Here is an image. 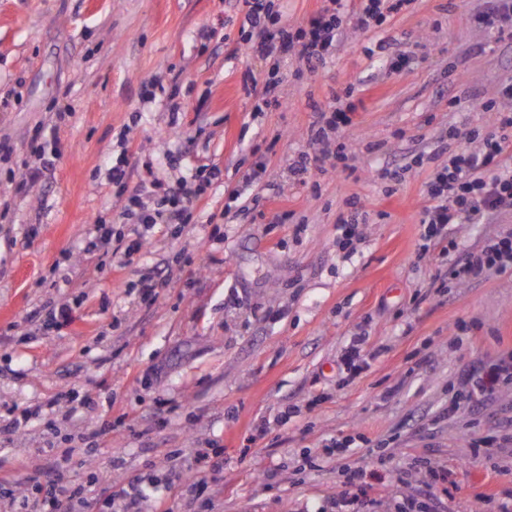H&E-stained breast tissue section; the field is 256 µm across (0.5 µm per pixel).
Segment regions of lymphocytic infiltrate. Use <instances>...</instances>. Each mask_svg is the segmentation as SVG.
Masks as SVG:
<instances>
[{"label":"lymphocytic infiltrate","mask_w":512,"mask_h":512,"mask_svg":"<svg viewBox=\"0 0 512 512\" xmlns=\"http://www.w3.org/2000/svg\"><path fill=\"white\" fill-rule=\"evenodd\" d=\"M241 40L245 50L272 67L263 87L248 86L247 96H275L281 83L279 63L295 54L309 70H317L336 53L338 39L346 26L378 36L377 48H385L381 34L392 17L409 8L414 0H359L348 7L347 0H323L320 9L305 23L293 27L277 0H241ZM349 108L319 110L312 125V144L320 146L328 159L344 158L343 146H332L333 135L345 134L353 125ZM430 201L421 222L427 239L444 242L448 227L477 217L512 211V109L499 111L495 132L482 136L478 149L461 148L449 155L446 164L436 166L426 184ZM193 202L184 185L170 186L154 195L140 185L123 210L127 219H137L145 229L159 224H186L192 218ZM512 268V230L488 238L462 262L452 266L453 276L465 281ZM24 512H85L80 491L64 485H49L43 497L23 500Z\"/></svg>","instance_id":"f902f5d3"}]
</instances>
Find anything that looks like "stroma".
<instances>
[{
	"label": "stroma",
	"mask_w": 512,
	"mask_h": 512,
	"mask_svg": "<svg viewBox=\"0 0 512 512\" xmlns=\"http://www.w3.org/2000/svg\"><path fill=\"white\" fill-rule=\"evenodd\" d=\"M476 6L415 0L390 22L395 50L370 57L369 35L346 28L317 71L289 57L277 103L258 112L243 80L264 83L268 68L238 47L237 0H0V421L58 400L49 422L0 432V477L14 479L0 512L52 475L85 489L87 512L134 478L179 512L512 506V383L465 401L474 368L512 352V268L448 274L512 229V212L449 225L450 256L422 251L429 171L411 164L420 152L446 163L451 128L456 146H478L472 131L512 107L500 95L512 47L470 22ZM397 50L411 62L395 72ZM334 99L356 107L347 157L296 182L314 110ZM260 162L275 188L254 185L245 212L230 193ZM395 165L401 181L377 179ZM151 176L199 191L190 223L123 221ZM352 200L364 219L344 249L336 220ZM96 224L112 247L141 233L147 245L115 270L90 245ZM159 271L154 301L121 287ZM61 302L72 321L46 327ZM360 333L371 365L341 380ZM290 405L300 416L279 424ZM212 448L223 469L199 466Z\"/></svg>",
	"instance_id": "1"
}]
</instances>
